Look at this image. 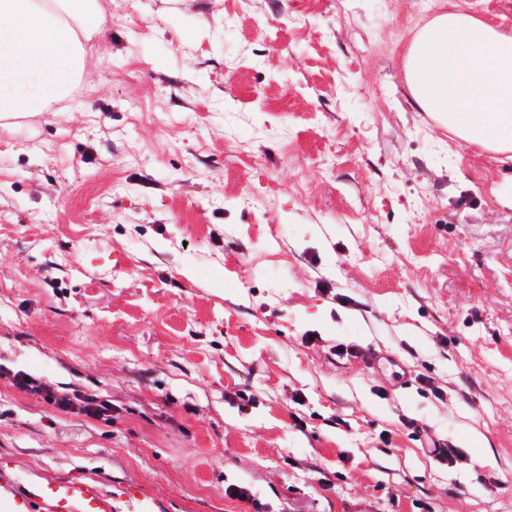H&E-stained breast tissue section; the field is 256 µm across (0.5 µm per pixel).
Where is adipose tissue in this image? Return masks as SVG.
Listing matches in <instances>:
<instances>
[{"instance_id": "obj_1", "label": "adipose tissue", "mask_w": 512, "mask_h": 512, "mask_svg": "<svg viewBox=\"0 0 512 512\" xmlns=\"http://www.w3.org/2000/svg\"><path fill=\"white\" fill-rule=\"evenodd\" d=\"M107 23L98 0H0V121L67 107ZM405 59L412 105L466 143L512 152V29L446 11Z\"/></svg>"}]
</instances>
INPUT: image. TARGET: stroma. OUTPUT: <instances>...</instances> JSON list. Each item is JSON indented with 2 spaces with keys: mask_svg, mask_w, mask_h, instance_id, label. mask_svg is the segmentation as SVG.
<instances>
[{
  "mask_svg": "<svg viewBox=\"0 0 512 512\" xmlns=\"http://www.w3.org/2000/svg\"><path fill=\"white\" fill-rule=\"evenodd\" d=\"M101 5L73 110L0 127V470L116 512H512V159L403 79L435 14L512 0ZM52 493L60 499L59 502L83 503L91 507L92 503H96L97 506L93 507L97 509L96 512L106 511V503L101 499L96 486L91 483L78 480L62 482Z\"/></svg>",
  "mask_w": 512,
  "mask_h": 512,
  "instance_id": "35a3bbf8",
  "label": "stroma"
}]
</instances>
